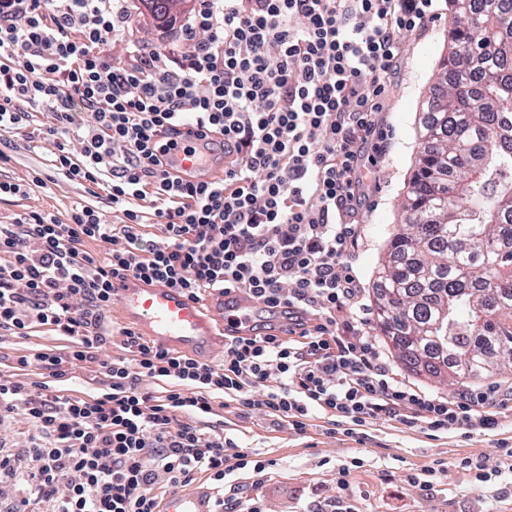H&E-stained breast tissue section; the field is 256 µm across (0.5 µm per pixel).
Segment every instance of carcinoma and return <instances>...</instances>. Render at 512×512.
<instances>
[{
  "mask_svg": "<svg viewBox=\"0 0 512 512\" xmlns=\"http://www.w3.org/2000/svg\"><path fill=\"white\" fill-rule=\"evenodd\" d=\"M158 19L177 0H143ZM448 54L376 285V325L405 368L512 373V0H449Z\"/></svg>",
  "mask_w": 512,
  "mask_h": 512,
  "instance_id": "cac0c4a2",
  "label": "carcinoma"
}]
</instances>
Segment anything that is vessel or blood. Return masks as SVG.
Wrapping results in <instances>:
<instances>
[{
	"label": "vessel or blood",
	"mask_w": 512,
	"mask_h": 512,
	"mask_svg": "<svg viewBox=\"0 0 512 512\" xmlns=\"http://www.w3.org/2000/svg\"><path fill=\"white\" fill-rule=\"evenodd\" d=\"M215 158L212 149L192 153L176 149L168 168L190 177L213 171ZM115 293L119 316L140 336L158 347L199 358L209 357L225 335H248L258 308L256 300L242 292L213 296L205 305L178 289L131 275L117 281ZM160 512L216 510L210 490L200 488L172 491L164 497Z\"/></svg>",
	"instance_id": "vessel-or-blood-1"
}]
</instances>
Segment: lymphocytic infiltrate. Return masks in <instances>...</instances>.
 <instances>
[{
  "instance_id": "obj_1",
  "label": "lymphocytic infiltrate",
  "mask_w": 512,
  "mask_h": 512,
  "mask_svg": "<svg viewBox=\"0 0 512 512\" xmlns=\"http://www.w3.org/2000/svg\"><path fill=\"white\" fill-rule=\"evenodd\" d=\"M433 0H197L171 50L103 47L132 23L129 0H0V131L44 149L54 173L106 191L66 220L0 224V335L60 337L0 369V512H159L207 475L215 490L279 467L208 422L217 403L305 431L386 416L434 432L492 430L495 391L448 401L395 378L361 339L363 286L349 261L385 152L381 110L396 34ZM45 122L34 123V110ZM217 138L223 177L190 180L164 158L178 128ZM160 229L146 240L144 230ZM104 244L103 253L88 250ZM196 299L241 291L287 314L298 336H227L219 363L165 351L104 321L116 279ZM121 355H108L113 335ZM92 366L94 391L71 393Z\"/></svg>"
}]
</instances>
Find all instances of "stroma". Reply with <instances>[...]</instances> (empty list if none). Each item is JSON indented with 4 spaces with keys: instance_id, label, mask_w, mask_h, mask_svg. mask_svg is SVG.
Returning a JSON list of instances; mask_svg holds the SVG:
<instances>
[{
    "instance_id": "1",
    "label": "stroma",
    "mask_w": 512,
    "mask_h": 512,
    "mask_svg": "<svg viewBox=\"0 0 512 512\" xmlns=\"http://www.w3.org/2000/svg\"><path fill=\"white\" fill-rule=\"evenodd\" d=\"M433 11L435 18L427 27L398 34L402 52L389 75L382 112L388 150L378 160L377 179L358 217L361 237L353 267L368 305L374 302L372 287L387 240L401 225L400 205L419 147L418 114L448 52V0H435ZM45 167L44 155L27 150L12 134L0 135V177L25 187L24 192L0 196V222L31 211L62 218L78 203L94 207L103 220H114L109 200L94 194L88 184L61 176L45 189L31 184L32 172ZM491 411L498 420L492 431L410 429L382 416L353 436L327 434L319 419L298 434L270 426L261 415L242 421L228 411L225 435L238 445L269 453L277 459L279 473L259 486L247 484L224 496L236 502L260 496L267 512H317L324 498L338 493L351 512H512V461L504 456L512 448V401L496 402ZM353 457L362 458L364 465L352 470L346 490L336 491L333 467ZM463 459L479 463L487 482L475 483L459 468ZM438 461L445 469L433 490L411 483V476L422 475Z\"/></svg>"
}]
</instances>
